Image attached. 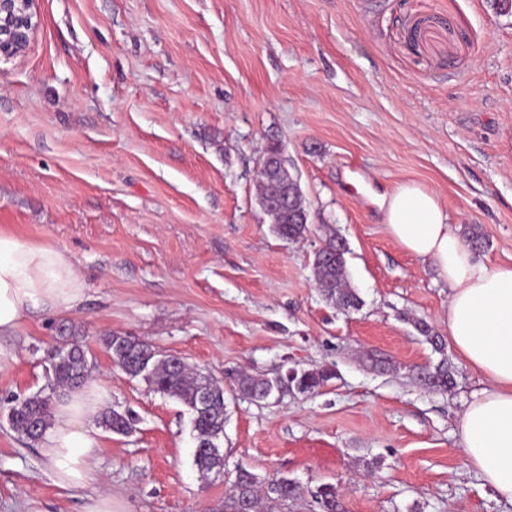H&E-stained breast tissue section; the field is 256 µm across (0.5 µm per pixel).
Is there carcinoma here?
Here are the masks:
<instances>
[{
  "instance_id": "carcinoma-1",
  "label": "carcinoma",
  "mask_w": 512,
  "mask_h": 512,
  "mask_svg": "<svg viewBox=\"0 0 512 512\" xmlns=\"http://www.w3.org/2000/svg\"><path fill=\"white\" fill-rule=\"evenodd\" d=\"M280 150L270 146L261 162V167L270 176L259 185L260 200L269 201L265 211L273 220V232L284 241H297L309 232V211L299 186L279 180L277 166ZM349 250L341 238L331 235L315 253L313 273L317 288L336 306L344 311L357 310L362 299L351 285L346 255ZM420 335L437 352L445 349V339L424 320L414 322ZM61 339L70 351L58 352L51 348L47 352L48 372L52 377L50 393L40 392L23 399L11 401L8 419L12 428L31 443L40 442L44 432L51 425V403L56 391L75 390L82 387L91 375V365L81 339V333L74 325L62 328ZM106 349L116 365L127 366L125 374L132 379L143 380L154 392L174 398L188 408L192 415L195 439L194 465L203 477L218 473L224 468V461L205 450V446L224 435V388L217 386L210 404L203 408L198 404L200 377L187 371L183 360L172 354L160 353L152 344L135 337L107 334L103 338ZM418 379L424 386L435 392H446L454 384L453 369L448 359L421 369ZM333 373L323 369L298 371V385L287 386L275 377H260L241 374L237 378V391L254 401L273 395L279 399L284 394L299 391L311 394L324 386ZM104 428L112 433L125 435L132 430L133 417L116 410L105 413L101 418ZM300 487L291 479L280 477L262 484L252 472L239 468L224 497L222 512H265L266 503L279 502L283 505L295 500ZM321 512H340L336 487L324 484L316 491Z\"/></svg>"
}]
</instances>
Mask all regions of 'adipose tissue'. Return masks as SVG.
<instances>
[{
  "label": "adipose tissue",
  "mask_w": 512,
  "mask_h": 512,
  "mask_svg": "<svg viewBox=\"0 0 512 512\" xmlns=\"http://www.w3.org/2000/svg\"><path fill=\"white\" fill-rule=\"evenodd\" d=\"M382 208L390 237L434 264L448 286L449 342L486 381L458 420L459 445L484 486L512 506V266L492 268L476 259L460 227L449 223L426 189L402 185ZM82 293L79 276L59 251L0 233V335L15 332L30 315L74 308ZM108 398L91 381L56 404L41 449L57 485L82 488L94 481L91 461L99 442L84 421Z\"/></svg>",
  "instance_id": "1"
}]
</instances>
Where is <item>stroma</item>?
Masks as SVG:
<instances>
[{
  "instance_id": "obj_1",
  "label": "stroma",
  "mask_w": 512,
  "mask_h": 512,
  "mask_svg": "<svg viewBox=\"0 0 512 512\" xmlns=\"http://www.w3.org/2000/svg\"><path fill=\"white\" fill-rule=\"evenodd\" d=\"M39 25L0 59V232L70 259L78 307L29 316L0 346V512H219L237 468L301 487L288 512H512L483 487L456 422L485 385L453 349L448 287L387 233L382 195L432 192L479 259L512 265V14L488 0H36ZM278 144L310 231L271 230L254 179ZM348 245L360 310L336 309L312 261L330 233ZM85 336L123 436L86 420L96 481L54 483L9 402L46 387L59 323ZM117 333L182 358L224 387V472L192 465L190 414L112 363ZM373 352L392 370L363 362ZM448 359L433 392L418 368ZM328 369L308 395L235 396L239 372Z\"/></svg>"
}]
</instances>
